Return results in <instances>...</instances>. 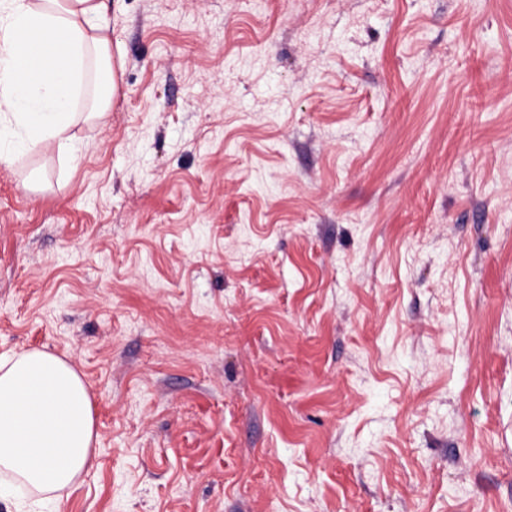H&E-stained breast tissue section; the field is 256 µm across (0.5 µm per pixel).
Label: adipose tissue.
Returning <instances> with one entry per match:
<instances>
[{"instance_id": "obj_1", "label": "adipose tissue", "mask_w": 512, "mask_h": 512, "mask_svg": "<svg viewBox=\"0 0 512 512\" xmlns=\"http://www.w3.org/2000/svg\"><path fill=\"white\" fill-rule=\"evenodd\" d=\"M102 0H0V164L56 144L116 92ZM88 391L42 349L0 355V498L61 499L95 460Z\"/></svg>"}]
</instances>
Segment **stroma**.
I'll use <instances>...</instances> for the list:
<instances>
[{"label":"stroma","instance_id":"35a3bbf8","mask_svg":"<svg viewBox=\"0 0 512 512\" xmlns=\"http://www.w3.org/2000/svg\"><path fill=\"white\" fill-rule=\"evenodd\" d=\"M104 13V121L0 164L97 463L0 512H512V0Z\"/></svg>","mask_w":512,"mask_h":512}]
</instances>
